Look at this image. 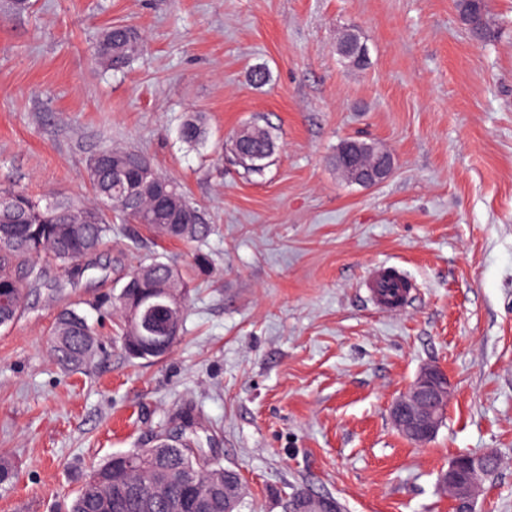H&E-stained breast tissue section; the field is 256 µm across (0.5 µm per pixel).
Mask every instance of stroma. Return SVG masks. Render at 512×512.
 I'll return each instance as SVG.
<instances>
[{"mask_svg": "<svg viewBox=\"0 0 512 512\" xmlns=\"http://www.w3.org/2000/svg\"><path fill=\"white\" fill-rule=\"evenodd\" d=\"M489 12L478 43L456 0H0V188L87 200L89 158L135 149L212 226L196 243L119 222L80 272L39 261L0 329V458L17 467L0 512H65L109 455L165 431L238 471L254 512L299 490L341 512H452L440 472L485 452L500 464L477 512H512V0ZM115 24L144 38L121 72L94 61ZM348 27L366 69L336 52ZM193 112L196 147L178 138ZM254 120L277 135L260 175L227 150ZM347 138L388 150L391 177L350 183L333 163ZM155 256L189 288L179 341L148 363L108 298ZM379 265L412 285L400 311L369 297ZM65 308L98 333L74 370L50 353ZM428 365L452 395L418 447L389 408Z\"/></svg>", "mask_w": 512, "mask_h": 512, "instance_id": "35a3bbf8", "label": "stroma"}]
</instances>
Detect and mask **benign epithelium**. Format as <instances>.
Returning <instances> with one entry per match:
<instances>
[{
    "instance_id": "1",
    "label": "benign epithelium",
    "mask_w": 512,
    "mask_h": 512,
    "mask_svg": "<svg viewBox=\"0 0 512 512\" xmlns=\"http://www.w3.org/2000/svg\"><path fill=\"white\" fill-rule=\"evenodd\" d=\"M350 165L351 182L361 186L378 185L393 170L390 161L374 169H362L353 160ZM139 306L141 315L134 332L147 348L158 350L178 339L180 323L168 289H154L142 297ZM449 398L450 387L445 374L435 366H426L407 391L393 402L391 421L401 434L420 444L437 433ZM493 459L492 454L471 455L465 459L456 456L448 463V469L440 474L439 485L449 495L453 512H475L483 481L489 476L486 463Z\"/></svg>"
}]
</instances>
